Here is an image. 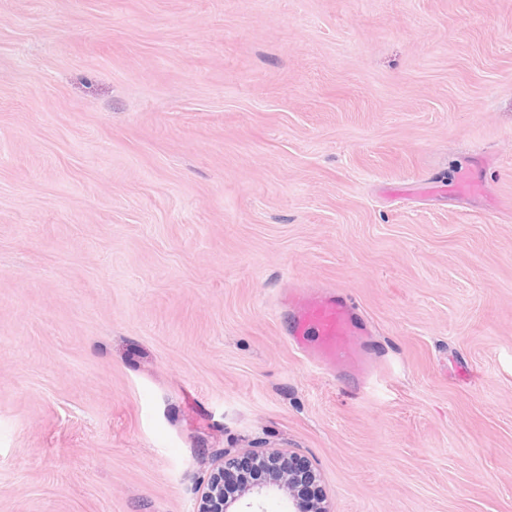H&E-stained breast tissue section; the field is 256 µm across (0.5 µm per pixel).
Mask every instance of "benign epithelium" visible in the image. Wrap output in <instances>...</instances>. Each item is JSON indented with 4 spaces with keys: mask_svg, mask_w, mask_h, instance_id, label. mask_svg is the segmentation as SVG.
I'll return each mask as SVG.
<instances>
[{
    "mask_svg": "<svg viewBox=\"0 0 512 512\" xmlns=\"http://www.w3.org/2000/svg\"><path fill=\"white\" fill-rule=\"evenodd\" d=\"M246 458L255 460L264 478L243 484L235 493L227 492L224 481L235 473L243 458L223 454L199 489L196 512H253L254 504L265 498H290L297 484L311 487L320 482L312 465L300 464V460L288 452H251Z\"/></svg>",
    "mask_w": 512,
    "mask_h": 512,
    "instance_id": "1",
    "label": "benign epithelium"
}]
</instances>
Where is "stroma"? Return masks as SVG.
I'll return each instance as SVG.
<instances>
[{
    "mask_svg": "<svg viewBox=\"0 0 512 512\" xmlns=\"http://www.w3.org/2000/svg\"><path fill=\"white\" fill-rule=\"evenodd\" d=\"M248 449L512 512V0H0V512H195ZM288 340L309 364L367 382L373 371L371 331L358 317L353 300L332 287L292 286L282 297Z\"/></svg>",
    "mask_w": 512,
    "mask_h": 512,
    "instance_id": "stroma-1",
    "label": "stroma"
}]
</instances>
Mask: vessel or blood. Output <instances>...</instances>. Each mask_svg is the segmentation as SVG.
I'll use <instances>...</instances> for the list:
<instances>
[{
	"instance_id": "1",
	"label": "vessel or blood",
	"mask_w": 512,
	"mask_h": 512,
	"mask_svg": "<svg viewBox=\"0 0 512 512\" xmlns=\"http://www.w3.org/2000/svg\"><path fill=\"white\" fill-rule=\"evenodd\" d=\"M288 340L309 364L366 383L373 371L371 332L353 300L331 287L292 286L283 296Z\"/></svg>"
}]
</instances>
